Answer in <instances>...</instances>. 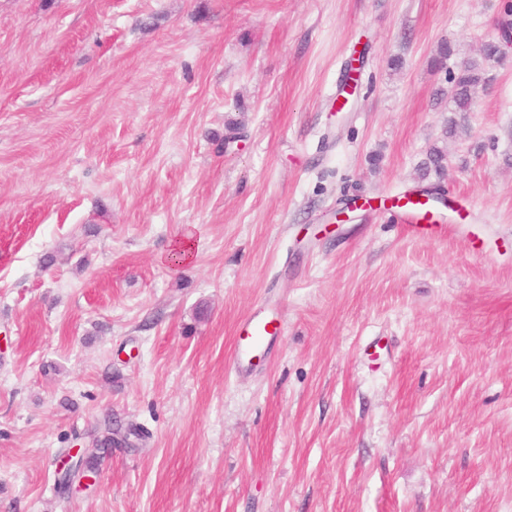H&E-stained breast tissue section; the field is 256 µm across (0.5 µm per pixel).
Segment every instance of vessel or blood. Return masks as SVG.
Wrapping results in <instances>:
<instances>
[{"label":"vessel or blood","instance_id":"b4317fda","mask_svg":"<svg viewBox=\"0 0 512 512\" xmlns=\"http://www.w3.org/2000/svg\"><path fill=\"white\" fill-rule=\"evenodd\" d=\"M397 215L412 231L420 232L438 226L439 213L426 198L409 194L401 198ZM283 331L278 315L256 311L247 315L236 326L235 343L229 365L237 372H248L264 363L271 348Z\"/></svg>","mask_w":512,"mask_h":512}]
</instances>
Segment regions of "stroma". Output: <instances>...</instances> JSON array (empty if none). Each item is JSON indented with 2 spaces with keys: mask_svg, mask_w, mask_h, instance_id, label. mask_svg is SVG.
<instances>
[{
  "mask_svg": "<svg viewBox=\"0 0 512 512\" xmlns=\"http://www.w3.org/2000/svg\"><path fill=\"white\" fill-rule=\"evenodd\" d=\"M0 512H512V0H0ZM481 81L480 68L477 61H470L464 66L461 75L454 79V90L450 95L453 112H467L474 98L476 87ZM403 224L412 231L420 232L431 227H441L442 217L434 205L420 195L408 194L400 198V203L394 206ZM282 331L283 322L277 314L256 311L247 315L236 326L229 366L239 373L257 368L266 361Z\"/></svg>",
  "mask_w": 512,
  "mask_h": 512,
  "instance_id": "stroma-1",
  "label": "stroma"
}]
</instances>
